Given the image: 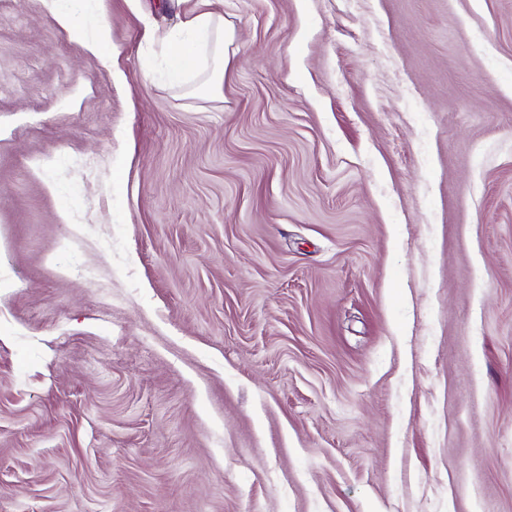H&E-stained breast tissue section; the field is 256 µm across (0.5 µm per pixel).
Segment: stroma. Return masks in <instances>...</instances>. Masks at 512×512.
<instances>
[{
	"mask_svg": "<svg viewBox=\"0 0 512 512\" xmlns=\"http://www.w3.org/2000/svg\"><path fill=\"white\" fill-rule=\"evenodd\" d=\"M83 8L0 0V512H512V0ZM61 1L63 0H51V2H54L51 9L52 19L59 26L75 33L88 51L101 56H106L107 53L111 54L108 20L102 16L84 15V23L80 26L75 21L74 15L61 7ZM88 26L95 30L93 37H87L86 35ZM184 23L193 35L202 40H206L210 35H214L218 42L215 51L221 49L222 45V69L215 71L212 79L213 91L216 94H222L224 87V70L228 64V58L224 52V19L211 12H201Z\"/></svg>",
	"mask_w": 512,
	"mask_h": 512,
	"instance_id": "1",
	"label": "stroma"
}]
</instances>
